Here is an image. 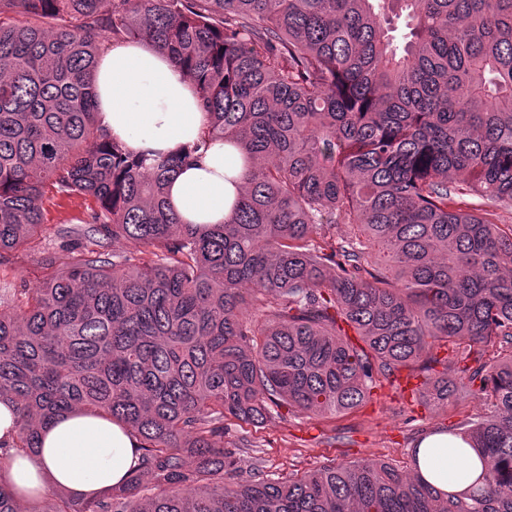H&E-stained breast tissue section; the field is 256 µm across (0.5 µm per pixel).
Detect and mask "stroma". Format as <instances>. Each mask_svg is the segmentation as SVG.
Instances as JSON below:
<instances>
[{
	"instance_id": "35a3bbf8",
	"label": "stroma",
	"mask_w": 512,
	"mask_h": 512,
	"mask_svg": "<svg viewBox=\"0 0 512 512\" xmlns=\"http://www.w3.org/2000/svg\"><path fill=\"white\" fill-rule=\"evenodd\" d=\"M91 206V199L84 196L46 188L41 232L34 244L11 252L7 268L0 269V279L17 288L32 287L47 275L61 272L58 258L71 239V230L87 220ZM491 411L490 402L479 395L442 407L421 404L410 392L385 385L376 389L371 402L348 414L275 418L246 433L235 420H226L224 445L241 446L242 466L257 464L278 477L330 462L372 458L402 463L408 461L421 434Z\"/></svg>"
}]
</instances>
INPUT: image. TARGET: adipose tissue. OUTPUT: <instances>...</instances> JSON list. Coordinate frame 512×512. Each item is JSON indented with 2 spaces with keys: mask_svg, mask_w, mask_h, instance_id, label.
<instances>
[{
  "mask_svg": "<svg viewBox=\"0 0 512 512\" xmlns=\"http://www.w3.org/2000/svg\"><path fill=\"white\" fill-rule=\"evenodd\" d=\"M94 86L101 127L130 151L196 147L194 158L170 179L168 202L181 223H223L235 194L227 178L241 174L242 164L223 142L205 141L208 117L196 88L167 53L141 41L107 45ZM461 445L448 435L420 444L421 473L441 491L459 492L481 472L474 454H458ZM138 446L122 425L74 410L42 427L37 452L1 460L0 479L21 502L43 498L57 487L101 494L137 467Z\"/></svg>",
  "mask_w": 512,
  "mask_h": 512,
  "instance_id": "adipose-tissue-1",
  "label": "adipose tissue"
}]
</instances>
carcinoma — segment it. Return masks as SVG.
I'll return each instance as SVG.
<instances>
[{
  "mask_svg": "<svg viewBox=\"0 0 512 512\" xmlns=\"http://www.w3.org/2000/svg\"><path fill=\"white\" fill-rule=\"evenodd\" d=\"M125 40L166 51L239 154L224 223L166 200L199 147L133 155L100 127L93 73ZM48 184L96 208L62 273L0 287L20 411L0 457L75 409L140 443L124 485L49 512H512V0H0V265ZM404 376L427 403L491 401L439 429L481 460L468 488L437 489L415 450L408 472L280 479L224 447L229 417L351 413ZM0 512L44 510L0 480Z\"/></svg>",
  "mask_w": 512,
  "mask_h": 512,
  "instance_id": "cac0c4a2",
  "label": "carcinoma"
}]
</instances>
